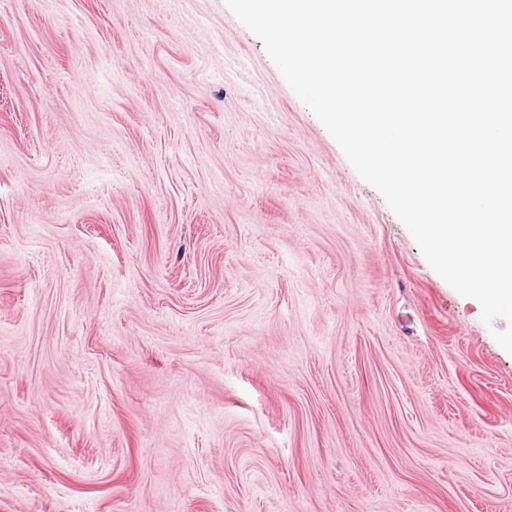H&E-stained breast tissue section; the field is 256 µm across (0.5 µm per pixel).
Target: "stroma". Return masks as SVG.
<instances>
[{
	"label": "stroma",
	"mask_w": 512,
	"mask_h": 512,
	"mask_svg": "<svg viewBox=\"0 0 512 512\" xmlns=\"http://www.w3.org/2000/svg\"><path fill=\"white\" fill-rule=\"evenodd\" d=\"M225 0H0V512H512V354Z\"/></svg>",
	"instance_id": "stroma-1"
}]
</instances>
